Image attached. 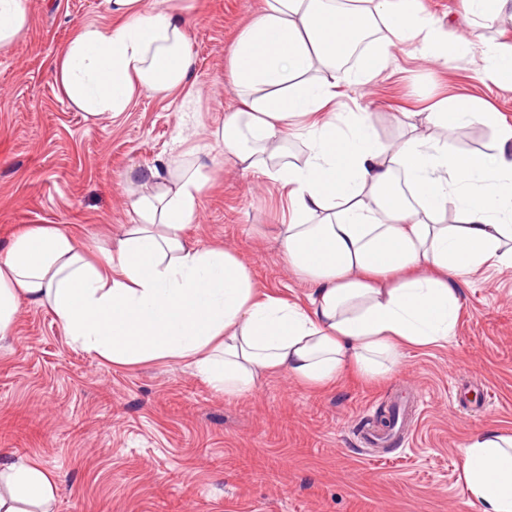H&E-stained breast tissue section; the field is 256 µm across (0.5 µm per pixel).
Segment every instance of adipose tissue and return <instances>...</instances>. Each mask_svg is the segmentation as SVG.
I'll return each mask as SVG.
<instances>
[{
    "label": "adipose tissue",
    "mask_w": 512,
    "mask_h": 512,
    "mask_svg": "<svg viewBox=\"0 0 512 512\" xmlns=\"http://www.w3.org/2000/svg\"><path fill=\"white\" fill-rule=\"evenodd\" d=\"M111 24L79 27L55 61L63 95L89 115L116 117L136 94L164 97L194 65L189 0H103ZM381 35L356 68L365 38ZM414 42L430 62L455 59L465 39L420 0H263L239 32L229 65L241 103L213 131L224 153L286 193L282 255L315 286L309 305L261 291L221 244L184 235L210 179L180 166V146L139 172L134 223L91 250L68 226L40 224L0 254V335L23 301L47 305L71 345L116 367L184 360L225 397L287 372L323 388L352 372L390 373L411 347L447 344L461 309L457 280L512 267V126L496 113L443 101L427 123L452 130L498 124L490 155H459L409 126L385 145L361 112L336 108L341 85L362 87L390 48ZM483 75L512 90V46L481 42ZM308 118L303 163L281 142ZM455 223H444L447 211ZM469 496L482 512H512V434L473 435L461 450ZM59 486L38 463L0 469V512H53Z\"/></svg>",
    "instance_id": "ef3b65f1"
}]
</instances>
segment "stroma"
Returning a JSON list of instances; mask_svg holds the SVG:
<instances>
[{
  "mask_svg": "<svg viewBox=\"0 0 512 512\" xmlns=\"http://www.w3.org/2000/svg\"><path fill=\"white\" fill-rule=\"evenodd\" d=\"M422 3L457 31L512 44V19L475 23L461 0ZM30 4L24 38L0 46V253L34 224L104 243L133 221L131 175L165 159L179 138L215 171L187 236L223 243L260 288L307 302L314 289L286 267L276 236L284 196L226 161L211 136L238 105L229 60L263 0H193L191 84L166 98L141 93L112 119L76 109L53 70L75 26L107 24L102 0ZM481 66L474 53L439 67L413 45L393 48L367 89L341 87L338 109L367 113L385 144L399 139L406 113L447 97L512 124V91L483 79ZM421 131L452 153L498 146L491 124ZM458 288L448 344L406 351L386 377L347 374L310 389L276 373L238 399L183 362L112 366L71 346L47 308L21 303L0 339V463L33 460L55 475L54 512H479L459 450L480 431L512 432V268L478 272ZM456 387L465 405L452 400ZM415 399L403 445L357 446L364 416Z\"/></svg>",
  "mask_w": 512,
  "mask_h": 512,
  "instance_id": "stroma-1",
  "label": "stroma"
}]
</instances>
